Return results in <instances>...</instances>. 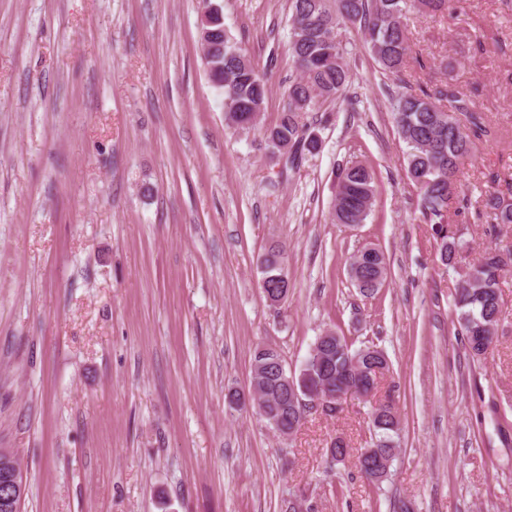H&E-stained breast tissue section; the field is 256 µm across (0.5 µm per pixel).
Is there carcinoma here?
I'll return each instance as SVG.
<instances>
[{"mask_svg": "<svg viewBox=\"0 0 512 512\" xmlns=\"http://www.w3.org/2000/svg\"><path fill=\"white\" fill-rule=\"evenodd\" d=\"M409 0H291L290 49L298 77L288 87V102L278 123L267 129L265 139L272 157L291 158L315 155L320 139L310 132L304 115L326 102L345 96L350 83L348 43L342 31L352 29L366 45L383 73L394 77L397 91L390 107L396 132L406 145V173L409 179L428 178L419 189L424 218L433 224L434 240L442 265L457 275L454 314L464 339L487 336L480 360L489 353L501 318L500 284L506 260L500 250L488 248L473 263L463 261L465 243L453 227L449 214L459 197L462 161L472 150L473 138L486 132L484 113L448 84L435 89L414 90L400 74L412 58V46L403 17ZM336 31V43L321 41V30ZM205 30H216L211 60V78L224 92L228 124L239 130L256 126L268 96L267 79L241 46L224 29L217 10L208 14ZM452 103L453 112L442 102ZM374 174L355 161L337 175L332 220L338 224H362L374 205ZM479 210L494 224H512V200L487 194L478 200ZM261 288L270 305L277 306L291 287L284 264V248L273 247L261 260ZM387 261L380 250L367 260L350 264V277L360 293L378 290L386 274ZM287 367L275 346L255 349L251 364L250 388L259 395L258 413L281 436H291L301 426L299 405L293 403L288 385L281 381L279 367ZM389 370L386 353L377 346L352 348L348 339L334 331L316 338L309 354L293 376L302 396L330 394L342 402L349 393L360 396L371 390L378 371ZM370 424L375 439L362 448L355 467L368 483L377 485L389 474L397 454L400 416L390 403L371 406Z\"/></svg>", "mask_w": 512, "mask_h": 512, "instance_id": "obj_1", "label": "carcinoma"}]
</instances>
